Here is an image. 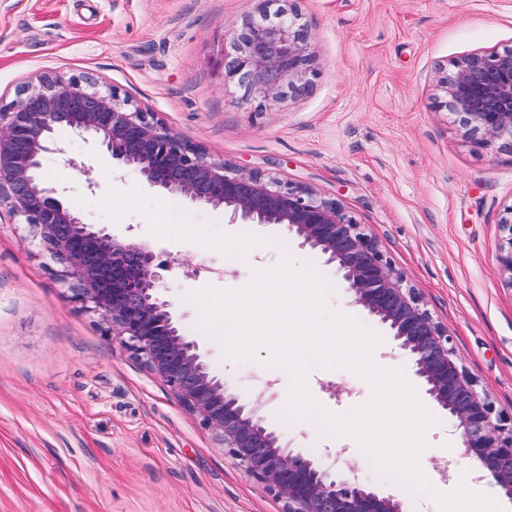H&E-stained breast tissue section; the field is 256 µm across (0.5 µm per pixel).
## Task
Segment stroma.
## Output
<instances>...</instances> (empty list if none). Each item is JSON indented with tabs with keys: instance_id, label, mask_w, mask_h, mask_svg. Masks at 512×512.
<instances>
[{
	"instance_id": "1",
	"label": "stroma",
	"mask_w": 512,
	"mask_h": 512,
	"mask_svg": "<svg viewBox=\"0 0 512 512\" xmlns=\"http://www.w3.org/2000/svg\"><path fill=\"white\" fill-rule=\"evenodd\" d=\"M312 73L305 94L263 111L211 63L225 25L259 15L263 0H0V107L46 71L89 77L156 112L184 140L234 170L304 185L355 216L448 332L460 365L503 416L512 415V281L496 256L512 208V153L479 146L443 105L440 79L462 55L512 46V0H291ZM56 142L86 165L45 161L47 182L86 223L135 238L169 264L165 299L211 370L290 446L332 472L354 465L379 491L386 478L359 443L316 444L292 423L291 377L266 353L237 362L205 336L195 295L246 286L255 264H225L246 239L261 259L289 258L326 281L329 309L347 308L382 336L380 357L404 375L384 327L359 307L334 266L299 248L286 228L232 224L223 210L183 202L189 228L164 232L166 194L114 167L91 139L62 128ZM97 184L87 191L86 180ZM59 266L23 218L0 215V512H282L283 504L225 451L199 418L99 315L69 301ZM341 388L331 396L330 386ZM316 408L345 414L369 385L344 368L307 377ZM427 433L420 464L431 493L409 512H435L451 482L457 439L446 415Z\"/></svg>"
}]
</instances>
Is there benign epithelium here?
Here are the masks:
<instances>
[{"mask_svg": "<svg viewBox=\"0 0 512 512\" xmlns=\"http://www.w3.org/2000/svg\"><path fill=\"white\" fill-rule=\"evenodd\" d=\"M265 15L224 27L233 52L221 50L223 77L245 90L246 105L297 94L307 85L311 58L297 15L284 6L274 22ZM441 84L446 106L471 139L512 151V47L453 61ZM59 128L94 138L113 164L137 171L153 190L222 207L232 224L284 226L300 246L336 264L353 304L387 328L428 403L448 415L461 457L478 478H492L512 499V418L497 414L481 396L459 366L448 332L353 216L307 187L233 172L114 87L39 75L8 109L0 108V206L24 218L62 266L71 301L100 315L105 333L163 379L245 471L284 502L283 512H405V501L360 481L353 467L338 477L309 453L283 444L258 415L259 406L211 374L198 343L184 334L161 294L168 266L146 245L120 242L84 223L62 191L44 180L42 161L50 153L61 156L63 167L88 172L54 146ZM509 214L500 224L497 262L512 287V208Z\"/></svg>", "mask_w": 512, "mask_h": 512, "instance_id": "7a95c632", "label": "benign epithelium"}]
</instances>
